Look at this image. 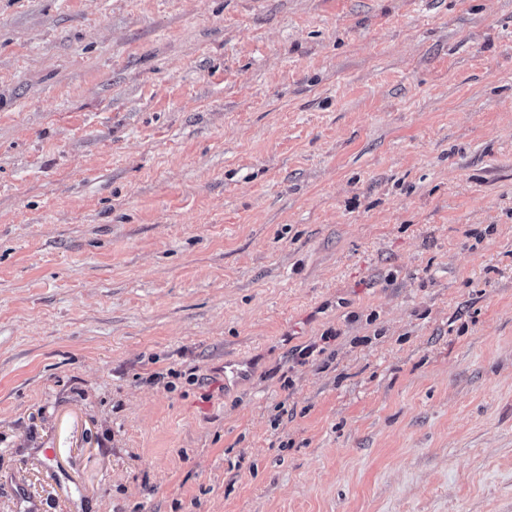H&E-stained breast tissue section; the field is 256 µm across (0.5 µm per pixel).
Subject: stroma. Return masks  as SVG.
Wrapping results in <instances>:
<instances>
[{"label":"stroma","instance_id":"stroma-1","mask_svg":"<svg viewBox=\"0 0 512 512\" xmlns=\"http://www.w3.org/2000/svg\"><path fill=\"white\" fill-rule=\"evenodd\" d=\"M20 486L512 512V0H0Z\"/></svg>","mask_w":512,"mask_h":512}]
</instances>
